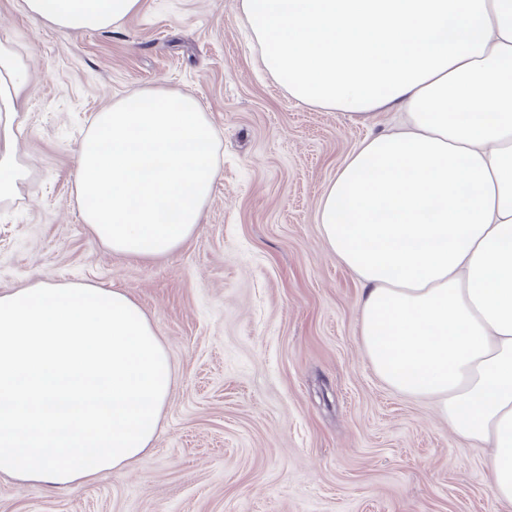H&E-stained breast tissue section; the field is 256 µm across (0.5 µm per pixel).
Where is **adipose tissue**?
I'll return each mask as SVG.
<instances>
[{
	"instance_id": "ef3b65f1",
	"label": "adipose tissue",
	"mask_w": 512,
	"mask_h": 512,
	"mask_svg": "<svg viewBox=\"0 0 512 512\" xmlns=\"http://www.w3.org/2000/svg\"><path fill=\"white\" fill-rule=\"evenodd\" d=\"M66 33L110 31L140 0H22ZM269 74L352 120L404 116L365 138L319 201L328 249L365 287L361 347L391 389L432 399L485 443L512 506V0H240ZM0 41V199L30 88ZM81 217L117 254L188 240L219 171L193 97L145 88L99 112L76 159ZM169 355L120 289L41 283L0 294V475L70 489L136 461L171 392Z\"/></svg>"
}]
</instances>
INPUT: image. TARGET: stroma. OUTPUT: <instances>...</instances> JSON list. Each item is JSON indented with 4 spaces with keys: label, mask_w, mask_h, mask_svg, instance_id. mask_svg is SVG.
<instances>
[{
    "label": "stroma",
    "mask_w": 512,
    "mask_h": 512,
    "mask_svg": "<svg viewBox=\"0 0 512 512\" xmlns=\"http://www.w3.org/2000/svg\"><path fill=\"white\" fill-rule=\"evenodd\" d=\"M1 40L27 47L30 93L28 175L0 200V293L124 289L173 384L140 459L74 489L0 476V512H512L488 446L375 375L363 286L321 235L328 182L396 113L355 122L295 101L264 72L238 0H142L117 29L70 34L0 0ZM157 86L200 103L220 174L191 237L137 259L83 224L75 154L98 112Z\"/></svg>",
    "instance_id": "obj_1"
}]
</instances>
